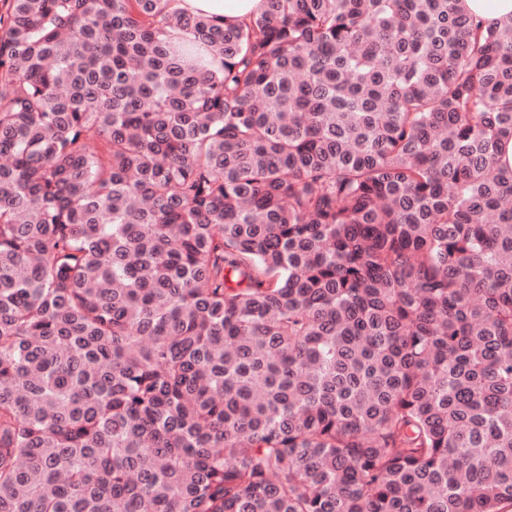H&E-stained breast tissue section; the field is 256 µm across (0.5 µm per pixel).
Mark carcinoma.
Wrapping results in <instances>:
<instances>
[{"instance_id": "cac0c4a2", "label": "carcinoma", "mask_w": 512, "mask_h": 512, "mask_svg": "<svg viewBox=\"0 0 512 512\" xmlns=\"http://www.w3.org/2000/svg\"><path fill=\"white\" fill-rule=\"evenodd\" d=\"M264 3L0 0V512H512V16ZM171 8L237 24L263 9V0H173Z\"/></svg>"}]
</instances>
